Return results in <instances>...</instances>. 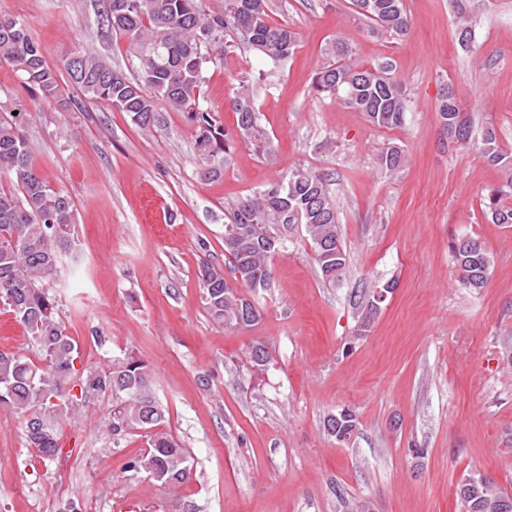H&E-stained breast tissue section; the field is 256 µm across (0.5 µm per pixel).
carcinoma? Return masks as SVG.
Segmentation results:
<instances>
[{
  "mask_svg": "<svg viewBox=\"0 0 512 512\" xmlns=\"http://www.w3.org/2000/svg\"><path fill=\"white\" fill-rule=\"evenodd\" d=\"M109 5V28L134 52L141 79L132 81L96 55L72 52L64 67L84 97L127 113L140 129L157 128L163 115L157 102L186 113L197 129L195 146L204 166L203 180L224 171V158L233 140L210 111L199 107L198 98L210 43H220L232 34L246 47L274 64L294 55L297 33L272 21L268 0H224V12L205 14L201 0H105ZM356 13L375 32L403 40L410 34L404 0H353ZM0 51L42 97L68 110L78 105L59 94L55 70L47 63L27 25L15 18H0ZM330 59L314 77L317 95L329 97L362 113L375 126H402L407 109V88L390 77L386 60L370 67L351 61L349 47L338 37ZM259 77H247L230 105L237 114V133L256 150L272 153L270 134L259 124L255 108ZM445 134L466 145L472 140V122L456 100L441 99L438 108ZM21 110L10 118L0 117V170L10 188L0 189V303L30 334L38 361L18 353L0 352V408L24 418L25 436L48 462L58 451L57 427L78 408L70 395L78 375L80 349L57 318L53 298L45 284L57 272L58 256L76 248V215L72 199L52 186L36 167L33 151L20 133ZM478 151L503 174L501 183L484 199L485 212L494 224H512V152L503 149L495 131L484 130ZM272 185L246 195L227 209L224 254L236 282L251 294L271 287L273 259L282 243L281 230L302 224L311 240L314 259L323 283L334 286L342 280L347 255L341 241L336 204L322 174L299 167ZM451 253L460 281L475 290L486 286L492 259L483 244L472 238L453 242ZM209 316L227 329L253 326L262 319L260 306L249 302L237 287L224 279V271L207 262L199 266ZM379 310L367 304L358 312V335L368 331ZM147 365L135 356L112 363L100 374L83 378L87 390L111 391L115 401L112 434L137 433L146 451L127 466L133 474H146L164 486L177 487L195 477L194 458L166 432V412L148 395ZM509 494L483 476L475 492V512L485 503Z\"/></svg>",
  "mask_w": 512,
  "mask_h": 512,
  "instance_id": "obj_1",
  "label": "carcinoma"
}]
</instances>
